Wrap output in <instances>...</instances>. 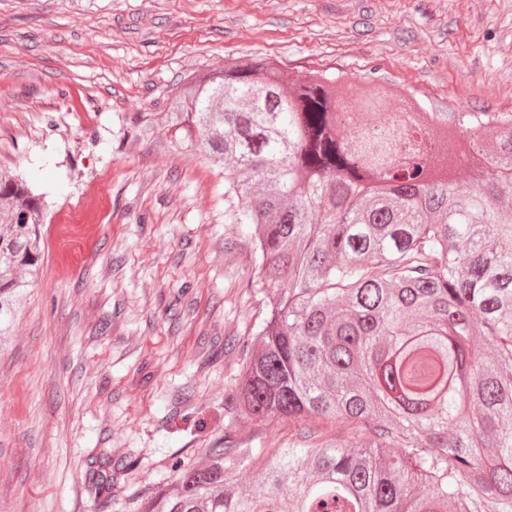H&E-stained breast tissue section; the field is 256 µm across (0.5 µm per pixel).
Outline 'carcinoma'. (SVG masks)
<instances>
[{
  "mask_svg": "<svg viewBox=\"0 0 512 512\" xmlns=\"http://www.w3.org/2000/svg\"><path fill=\"white\" fill-rule=\"evenodd\" d=\"M406 106L270 60L169 98L166 132L224 167L266 299L232 408L305 428L215 444L140 512H512V112ZM46 205L0 168V352Z\"/></svg>",
  "mask_w": 512,
  "mask_h": 512,
  "instance_id": "cac0c4a2",
  "label": "carcinoma"
}]
</instances>
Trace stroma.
Wrapping results in <instances>:
<instances>
[{"label": "stroma", "instance_id": "1", "mask_svg": "<svg viewBox=\"0 0 512 512\" xmlns=\"http://www.w3.org/2000/svg\"><path fill=\"white\" fill-rule=\"evenodd\" d=\"M248 58L512 112V0H0V166L46 193L45 236L112 172L96 237L48 250L0 357V512H140L224 437L295 440L226 407L264 303L223 169L131 132Z\"/></svg>", "mask_w": 512, "mask_h": 512}]
</instances>
